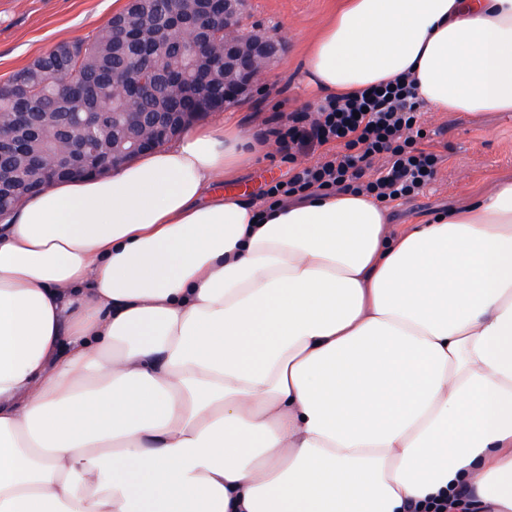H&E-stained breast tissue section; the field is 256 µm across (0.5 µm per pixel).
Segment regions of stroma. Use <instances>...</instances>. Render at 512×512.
<instances>
[{
	"mask_svg": "<svg viewBox=\"0 0 512 512\" xmlns=\"http://www.w3.org/2000/svg\"><path fill=\"white\" fill-rule=\"evenodd\" d=\"M336 0H249L248 28L287 43L269 75L254 92L221 112L206 115L209 123L236 120L248 135H257L265 119L280 106L301 109L298 70L308 42L334 9ZM114 14L112 0H0V80L45 53L57 43L84 37L106 25ZM422 145L440 157L435 181L414 199L388 204L392 224L402 229L426 223L440 210L467 205L493 183L512 176V112L475 118L462 112H426ZM287 158L269 151L244 163L222 190L254 198L270 178H286Z\"/></svg>",
	"mask_w": 512,
	"mask_h": 512,
	"instance_id": "obj_1",
	"label": "stroma"
}]
</instances>
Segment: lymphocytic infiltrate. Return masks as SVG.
I'll list each match as a JSON object with an SVG mask.
<instances>
[{
	"instance_id": "f902f5d3",
	"label": "lymphocytic infiltrate",
	"mask_w": 512,
	"mask_h": 512,
	"mask_svg": "<svg viewBox=\"0 0 512 512\" xmlns=\"http://www.w3.org/2000/svg\"><path fill=\"white\" fill-rule=\"evenodd\" d=\"M417 103L410 83L394 80L353 97L327 99L317 110L272 113L261 132L281 152L322 149L315 165L289 169L260 195L268 207L315 193L353 192L383 203L409 200L436 177L440 160L421 148Z\"/></svg>"
}]
</instances>
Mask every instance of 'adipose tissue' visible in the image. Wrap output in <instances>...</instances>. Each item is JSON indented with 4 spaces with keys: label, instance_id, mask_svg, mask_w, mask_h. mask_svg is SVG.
Returning a JSON list of instances; mask_svg holds the SVG:
<instances>
[{
    "label": "adipose tissue",
    "instance_id": "adipose-tissue-1",
    "mask_svg": "<svg viewBox=\"0 0 512 512\" xmlns=\"http://www.w3.org/2000/svg\"><path fill=\"white\" fill-rule=\"evenodd\" d=\"M301 71L512 112V0H340ZM244 143L195 124L0 219V512H512V180L395 233L211 193Z\"/></svg>",
    "mask_w": 512,
    "mask_h": 512
}]
</instances>
